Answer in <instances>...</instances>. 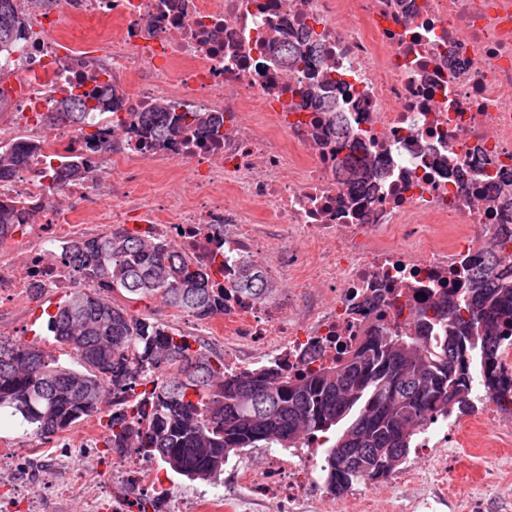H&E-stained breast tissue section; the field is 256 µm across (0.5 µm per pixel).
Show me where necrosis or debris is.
<instances>
[{"mask_svg":"<svg viewBox=\"0 0 512 512\" xmlns=\"http://www.w3.org/2000/svg\"><path fill=\"white\" fill-rule=\"evenodd\" d=\"M22 51L0 57L13 106L0 150L29 162L0 184L23 222L0 244V329L43 296L82 287L66 259L115 232L170 244L196 262L224 306L208 318L155 316L224 369L258 360L291 371L342 358L365 337L414 330L420 312L491 266L512 279V0H16ZM293 44L302 62L288 61ZM120 90L116 111L49 117L60 101ZM162 100L200 116L146 142L128 113ZM78 163L85 176L59 183ZM183 173L181 193L160 192ZM260 265L275 285L237 289ZM287 288H280V281ZM505 445L512 410L466 422ZM102 440L77 430L42 445L48 492L0 497V512H59L81 488L91 512H224L225 484L167 489L135 452L99 466ZM79 448L94 468L75 464ZM239 476L253 499L323 495L302 450L263 449ZM238 289L256 299L270 297L274 290L257 267L245 270Z\"/></svg>","mask_w":512,"mask_h":512,"instance_id":"obj_1","label":"necrosis or debris"}]
</instances>
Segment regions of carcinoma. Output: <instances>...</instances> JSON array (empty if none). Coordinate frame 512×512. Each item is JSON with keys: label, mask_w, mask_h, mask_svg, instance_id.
<instances>
[{"label": "carcinoma", "mask_w": 512, "mask_h": 512, "mask_svg": "<svg viewBox=\"0 0 512 512\" xmlns=\"http://www.w3.org/2000/svg\"><path fill=\"white\" fill-rule=\"evenodd\" d=\"M20 41L14 0H0V54ZM86 109L72 99L55 111L80 124ZM130 117L155 138L198 120L174 116L162 103ZM30 152L19 144L0 153V181ZM16 219L14 202L0 201V244ZM71 259L84 277L130 300L159 299L196 318L221 302L196 264L163 244L113 234L74 245ZM469 282L466 298L446 297L423 313L422 335L397 329L369 336L342 360L301 375L276 364L227 374L223 360L191 350L108 296L75 288L48 319L72 364L0 335V411L17 418L26 437L44 440L100 413L112 395L155 379L152 390L108 415L105 444L115 453L132 449L190 480L215 483L244 448L287 451L321 439L326 487L342 495L387 479L431 422L472 408L474 385L512 406V376L500 368L501 344L509 341L502 331H512V282L483 268ZM239 290L256 299L273 294L256 267L245 270Z\"/></svg>", "instance_id": "obj_1"}]
</instances>
